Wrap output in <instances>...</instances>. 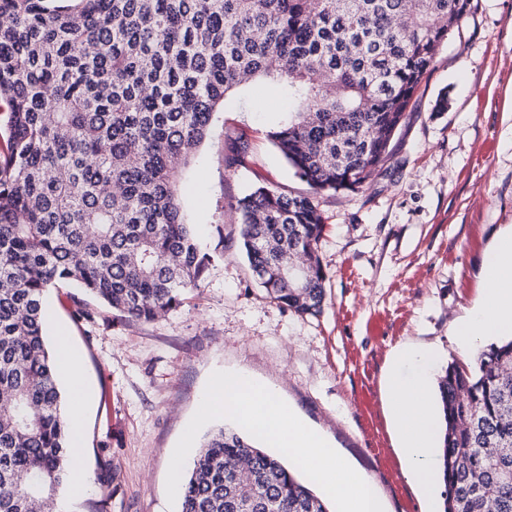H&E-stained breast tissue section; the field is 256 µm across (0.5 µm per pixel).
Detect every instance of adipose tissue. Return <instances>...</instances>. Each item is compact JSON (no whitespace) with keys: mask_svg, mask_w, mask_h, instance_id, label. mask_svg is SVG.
Returning a JSON list of instances; mask_svg holds the SVG:
<instances>
[{"mask_svg":"<svg viewBox=\"0 0 512 512\" xmlns=\"http://www.w3.org/2000/svg\"><path fill=\"white\" fill-rule=\"evenodd\" d=\"M451 329L463 348L490 336L512 335V226L485 251L477 302L465 315L452 320ZM438 359L434 347L407 348L387 379L402 453L413 478L427 494L439 480L438 418L430 408V386Z\"/></svg>","mask_w":512,"mask_h":512,"instance_id":"obj_1","label":"adipose tissue"}]
</instances>
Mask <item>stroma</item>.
I'll return each mask as SVG.
<instances>
[{
	"label": "stroma",
	"mask_w": 512,
	"mask_h": 512,
	"mask_svg": "<svg viewBox=\"0 0 512 512\" xmlns=\"http://www.w3.org/2000/svg\"><path fill=\"white\" fill-rule=\"evenodd\" d=\"M511 79L512 0H472L438 48L385 165L359 191L320 198L326 297L321 315L308 318L252 277L231 211L260 181L308 190L266 137L284 102L263 83L226 98L179 185L208 258L199 288L153 321L125 317L73 285L48 295L47 335L68 336L85 389L86 489H63L64 512H180L166 495L170 460L217 370L274 385L377 487L387 512H422L395 448L385 374L407 344L434 345L441 370L477 354L456 345L448 322L472 305L482 255L512 225V140L503 133ZM231 135L249 154L229 168ZM79 306L90 318L74 321Z\"/></svg>",
	"instance_id": "35a3bbf8"
}]
</instances>
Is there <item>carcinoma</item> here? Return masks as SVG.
<instances>
[{"mask_svg": "<svg viewBox=\"0 0 512 512\" xmlns=\"http://www.w3.org/2000/svg\"><path fill=\"white\" fill-rule=\"evenodd\" d=\"M471 0H0V512L54 504L75 465L44 333L75 282L155 320L206 269L177 184L241 78L288 95L268 132L309 193L257 183L232 205L268 296L318 316V197L386 161L418 84ZM227 166L248 143L228 137ZM302 269L298 283L288 269ZM443 512H512V338L438 378ZM246 461V475L227 466ZM180 512H329L280 455L224 425L181 475Z\"/></svg>", "mask_w": 512, "mask_h": 512, "instance_id": "1", "label": "carcinoma"}]
</instances>
